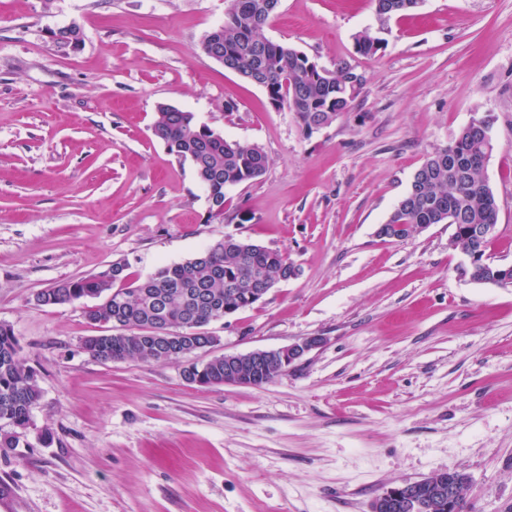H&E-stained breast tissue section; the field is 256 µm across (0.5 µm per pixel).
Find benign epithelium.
Instances as JSON below:
<instances>
[{
	"instance_id": "benign-epithelium-1",
	"label": "benign epithelium",
	"mask_w": 512,
	"mask_h": 512,
	"mask_svg": "<svg viewBox=\"0 0 512 512\" xmlns=\"http://www.w3.org/2000/svg\"><path fill=\"white\" fill-rule=\"evenodd\" d=\"M325 338L319 335L306 336L287 346L269 349H256L247 354H224V384L253 386L254 370L257 367L268 369L274 365L279 372H288L298 365L312 351L320 348ZM433 488L435 500L443 504L448 512L456 508L460 483L454 481L452 470L435 471L423 478ZM417 482L402 481L385 488L372 501L370 512H389L398 507L402 512H420L422 505L417 496Z\"/></svg>"
}]
</instances>
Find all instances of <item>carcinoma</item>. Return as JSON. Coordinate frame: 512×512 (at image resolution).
<instances>
[{
  "mask_svg": "<svg viewBox=\"0 0 512 512\" xmlns=\"http://www.w3.org/2000/svg\"><path fill=\"white\" fill-rule=\"evenodd\" d=\"M379 16L404 15L416 9L413 0H372ZM280 0H227L224 24L215 39H204L208 54L223 49L224 68L251 78L288 104L302 130L311 135L351 109L364 78L345 62L319 71L308 56L262 35ZM56 40L77 47L79 28L66 27ZM382 39L365 30L355 36L357 53L372 57ZM491 122L474 118L451 143L428 156L414 173L405 195L387 219L389 224H432L454 227L450 245L470 258L467 275L476 281L512 284V270L489 260L492 238L475 231L477 224L498 222L499 204L483 178L484 161L493 150ZM154 137L178 159L192 164L206 191L209 219L224 222V190L259 179L267 156L254 144L224 138L200 126L193 113L160 104ZM288 258L250 240L227 236L182 262L158 267L145 278L127 273L116 262L96 274L66 280L38 293L39 305H64L92 298L84 316L102 332L84 340V350L99 362L127 359L165 362L214 346L204 331L212 321L250 307L261 297L258 287L273 288L288 280ZM184 371L203 387L224 382V356L204 363L186 361ZM41 390L34 371L20 353L12 329L0 324V423L10 431L0 436V448H14L18 435L31 425Z\"/></svg>",
  "mask_w": 512,
  "mask_h": 512,
  "instance_id": "cac0c4a2",
  "label": "carcinoma"
}]
</instances>
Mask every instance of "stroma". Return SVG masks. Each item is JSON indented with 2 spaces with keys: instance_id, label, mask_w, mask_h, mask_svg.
I'll return each instance as SVG.
<instances>
[{
  "instance_id": "35a3bbf8",
  "label": "stroma",
  "mask_w": 512,
  "mask_h": 512,
  "mask_svg": "<svg viewBox=\"0 0 512 512\" xmlns=\"http://www.w3.org/2000/svg\"><path fill=\"white\" fill-rule=\"evenodd\" d=\"M225 8L0 0V324L41 390L0 454V512H369L385 487L448 468L469 477L466 512H512V288L462 278L448 225L377 235L424 158L489 115L491 253L512 264V0H423L408 18L371 0H281L266 38L365 78L350 112L309 136L203 52ZM70 26L79 47L54 38ZM365 28L385 42L372 57L354 48ZM162 103L267 155L261 178L226 190L223 222L154 138ZM227 236L298 274L211 322L219 343L194 361L325 339L267 385L200 388L180 359L96 361L85 300L34 301Z\"/></svg>"
}]
</instances>
